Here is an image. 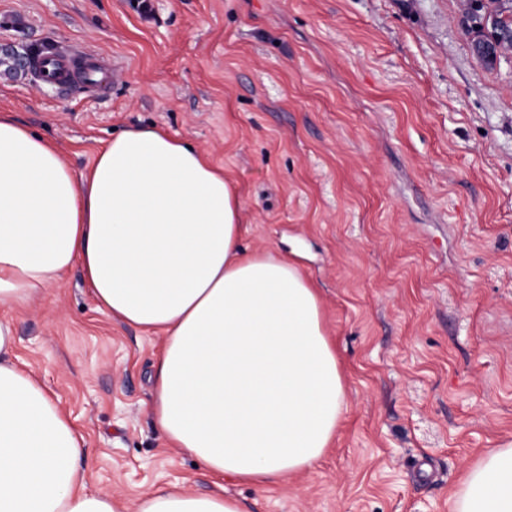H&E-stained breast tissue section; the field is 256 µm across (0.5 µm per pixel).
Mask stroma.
Listing matches in <instances>:
<instances>
[{"mask_svg":"<svg viewBox=\"0 0 512 512\" xmlns=\"http://www.w3.org/2000/svg\"><path fill=\"white\" fill-rule=\"evenodd\" d=\"M0 0V113L76 170L152 124L222 165L251 251L319 291L344 380L336 436L244 512H449L512 442V54H474L463 0ZM52 41L119 61L105 93L34 82L9 52ZM15 353L85 437L87 490L218 484L151 415L159 337L99 309L73 266L0 306Z\"/></svg>","mask_w":512,"mask_h":512,"instance_id":"1","label":"stroma"}]
</instances>
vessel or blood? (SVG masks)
I'll list each match as a JSON object with an SVG mask.
<instances>
[{"label":"vessel or blood","mask_w":512,"mask_h":512,"mask_svg":"<svg viewBox=\"0 0 512 512\" xmlns=\"http://www.w3.org/2000/svg\"><path fill=\"white\" fill-rule=\"evenodd\" d=\"M45 71L51 82L65 86L78 79L90 91L105 87L121 75L117 65L102 57L69 51H58L50 56L45 64Z\"/></svg>","instance_id":"1"}]
</instances>
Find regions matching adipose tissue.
Masks as SVG:
<instances>
[{"label":"adipose tissue","instance_id":"obj_1","mask_svg":"<svg viewBox=\"0 0 512 512\" xmlns=\"http://www.w3.org/2000/svg\"><path fill=\"white\" fill-rule=\"evenodd\" d=\"M247 231L223 166L157 128L121 132L79 174L0 113V306L34 304L81 265L100 307L163 341L152 414L169 446L266 487L325 454L344 387L315 288L244 250ZM14 350L0 322V512H242L175 486L133 511L88 493L82 434ZM451 512H512V443L487 449Z\"/></svg>","mask_w":512,"mask_h":512}]
</instances>
